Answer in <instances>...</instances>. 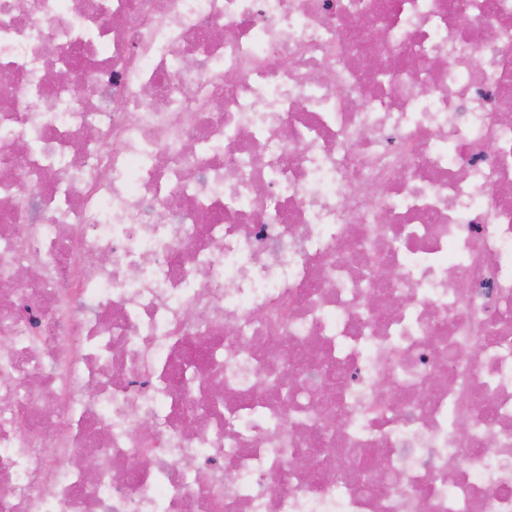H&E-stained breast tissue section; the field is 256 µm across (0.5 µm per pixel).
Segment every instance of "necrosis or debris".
I'll use <instances>...</instances> for the list:
<instances>
[{
  "label": "necrosis or debris",
  "instance_id": "4bbe7bcc",
  "mask_svg": "<svg viewBox=\"0 0 512 512\" xmlns=\"http://www.w3.org/2000/svg\"><path fill=\"white\" fill-rule=\"evenodd\" d=\"M0 71V512H512V0H0Z\"/></svg>",
  "mask_w": 512,
  "mask_h": 512
}]
</instances>
